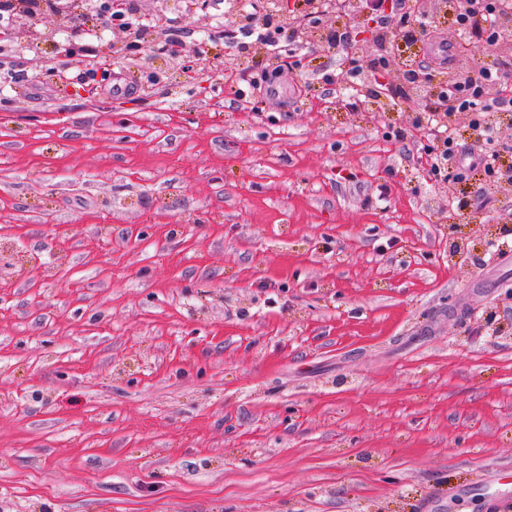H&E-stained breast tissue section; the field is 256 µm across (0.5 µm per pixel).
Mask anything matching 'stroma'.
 <instances>
[{
  "label": "stroma",
  "instance_id": "stroma-1",
  "mask_svg": "<svg viewBox=\"0 0 512 512\" xmlns=\"http://www.w3.org/2000/svg\"><path fill=\"white\" fill-rule=\"evenodd\" d=\"M211 67L151 41L85 80L0 43V512H499L512 499V192L422 159L426 100L378 112L384 51L435 76L512 62L451 15L409 42L279 52L222 34L229 0H133ZM236 87L254 88L240 100Z\"/></svg>",
  "mask_w": 512,
  "mask_h": 512
}]
</instances>
